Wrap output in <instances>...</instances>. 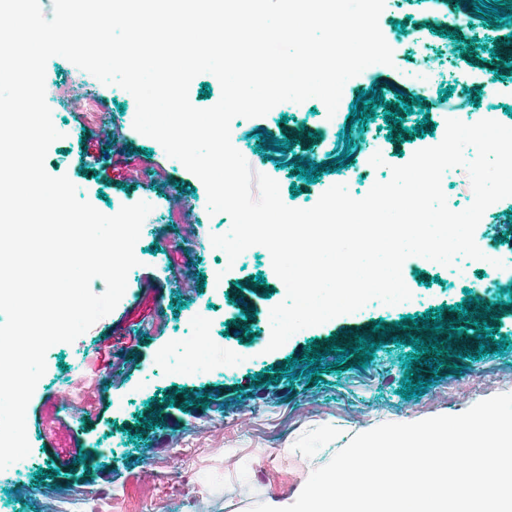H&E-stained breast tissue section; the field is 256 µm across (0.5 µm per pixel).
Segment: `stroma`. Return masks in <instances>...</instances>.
<instances>
[{
    "mask_svg": "<svg viewBox=\"0 0 512 512\" xmlns=\"http://www.w3.org/2000/svg\"><path fill=\"white\" fill-rule=\"evenodd\" d=\"M384 37L393 49V66H380L353 77L344 86L338 118L324 103L283 102L262 117L235 118L231 134L255 172L275 179L283 202L293 208L314 206L331 186L346 185L357 194L363 179H390L393 166L411 159L445 134L446 122L468 114L484 119L496 113L512 126V75L496 78L486 60V44L507 42L512 19L498 28L477 17L467 0H385ZM457 39H449V32ZM478 40L467 57L458 40ZM428 73L420 84L406 82L408 72ZM46 83L54 96L48 105L62 134L50 146L45 168L65 175L79 199L103 213L140 201L152 210L135 245L138 266L130 270L123 298L110 314L95 322L73 343H58L46 353L47 372L39 380L26 411L30 453L0 471V512H114L115 499L133 481L145 493L142 512H248L271 497L292 494L310 469L330 461L355 435L384 423L458 415L476 403L512 393V197L491 205L475 231L476 243L491 262L464 260V277L446 266L416 257L405 261V281L414 301L400 309L369 303L360 311L295 333L277 351L265 352L271 309L286 297L269 251L256 249L233 265L211 253V235L229 231L224 213L209 214L204 184L181 162L169 158L154 139L133 127L136 101L123 88L106 85L61 56L49 59ZM451 96H444V89ZM383 90L385 101L396 91L425 97L429 115L405 116L411 129L427 122L432 132L388 137L383 107L366 126L350 125L347 115L357 91ZM479 90L472 99L471 90ZM122 133L136 159L113 166L109 159L87 158L83 145L107 148L104 126ZM317 134L314 142H297L299 128ZM268 132L261 140L260 132ZM287 137L285 153L257 159V145L272 147ZM350 151L340 169L323 172L317 183L292 178L289 163L310 158L329 162ZM385 164L367 167L374 154ZM299 195H292V188ZM177 264H169V255ZM501 267H494V260ZM264 286H256V276ZM493 304L500 335L509 343L503 353L472 359L447 357L438 379L424 393L406 400L399 389L408 346L377 348L365 368L322 374L309 382L305 374L276 383L264 379L269 366L301 357L310 342L331 334L345 337L370 332L375 321L392 325L404 316L425 315L439 306L464 303L467 296ZM249 297L252 313L240 299ZM506 309H499V302ZM247 324L252 340H239L233 326ZM206 334L212 344V370L199 373L184 366L179 341ZM112 347V365L95 358L102 344ZM239 362L225 367L227 354ZM461 373H453L452 364ZM175 404H168V397ZM150 428H143L145 420ZM80 447L86 462L55 459L51 440ZM49 471L38 479V470ZM246 490H238L239 475Z\"/></svg>",
    "mask_w": 512,
    "mask_h": 512,
    "instance_id": "1",
    "label": "stroma"
}]
</instances>
